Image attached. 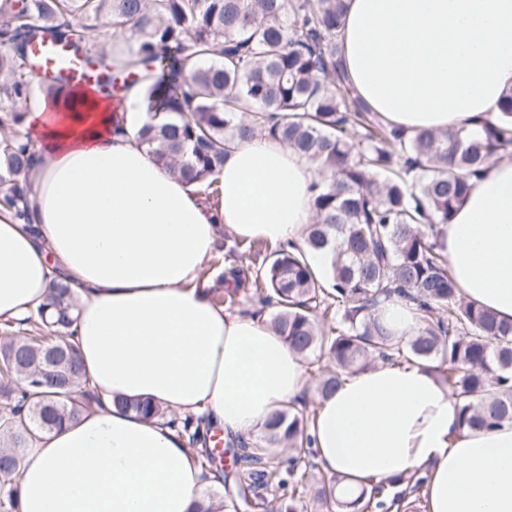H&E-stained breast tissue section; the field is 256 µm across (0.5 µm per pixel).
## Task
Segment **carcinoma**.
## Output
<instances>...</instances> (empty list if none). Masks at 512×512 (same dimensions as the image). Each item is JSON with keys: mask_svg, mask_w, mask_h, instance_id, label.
I'll list each match as a JSON object with an SVG mask.
<instances>
[{"mask_svg": "<svg viewBox=\"0 0 512 512\" xmlns=\"http://www.w3.org/2000/svg\"><path fill=\"white\" fill-rule=\"evenodd\" d=\"M347 0H0V211L27 218L23 179L32 163L20 125L39 96L67 93L35 78L32 45L43 35L68 45L95 67L97 86L120 92L154 76L145 89L148 120L137 136L153 159L214 195L215 176L238 141L267 135L303 153L319 181L314 221L304 242L269 251L252 241L247 262L229 268L232 286L218 303L255 297L275 308L272 329L309 363L322 360L317 398L344 376L375 361H434L450 389L460 430L512 423V320L467 301L453 279L437 225L450 222L467 179L491 158L512 155V130L483 139L463 131L423 130L407 137L384 125L356 95L342 65L338 33ZM105 19L130 25L141 42L122 66L93 31ZM332 254L318 270L309 256ZM399 295L413 304L417 334L392 336L375 312ZM76 309L58 282L45 306L28 317L30 335L0 343V508L19 512V451L65 420L104 406L68 338ZM61 344L56 375L40 374V345ZM145 417L165 410L148 401H119ZM311 422L277 412L256 442L239 441V483L282 486L284 462L312 447ZM291 453L288 460L283 452ZM340 480L322 481L326 512L383 505L397 480L364 486L347 500Z\"/></svg>", "mask_w": 512, "mask_h": 512, "instance_id": "obj_1", "label": "carcinoma"}]
</instances>
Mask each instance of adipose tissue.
<instances>
[{"instance_id":"adipose-tissue-1","label":"adipose tissue","mask_w":512,"mask_h":512,"mask_svg":"<svg viewBox=\"0 0 512 512\" xmlns=\"http://www.w3.org/2000/svg\"><path fill=\"white\" fill-rule=\"evenodd\" d=\"M357 95L387 126L481 132L512 92V0H349L338 36ZM82 111L40 102L21 132L35 152L27 219L0 214V324L78 301L70 333L108 408L25 448L21 512H224L203 494L182 433L117 398L202 417L225 434L261 430L307 387L301 356L264 317L217 307L198 286L223 232L300 243L313 221V164L259 136L232 148L215 202L136 139L142 84L121 106L75 91ZM439 241L467 300L512 318V162L489 161ZM316 462L355 487L430 467L428 512H512V424L459 429L429 363L377 362L314 413Z\"/></svg>"}]
</instances>
